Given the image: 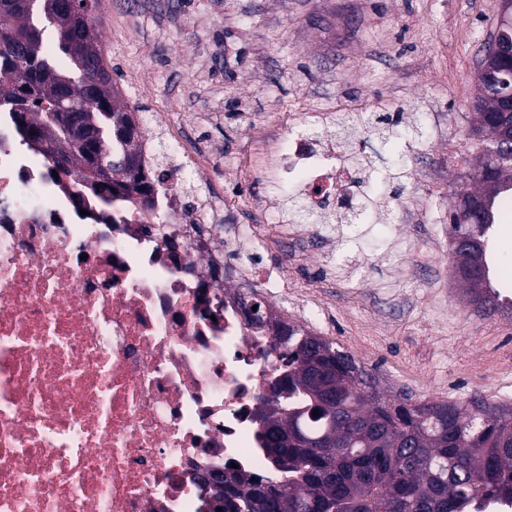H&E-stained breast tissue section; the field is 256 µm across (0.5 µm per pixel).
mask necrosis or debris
Returning a JSON list of instances; mask_svg holds the SVG:
<instances>
[{
	"instance_id": "necrosis-or-debris-1",
	"label": "necrosis or debris",
	"mask_w": 512,
	"mask_h": 512,
	"mask_svg": "<svg viewBox=\"0 0 512 512\" xmlns=\"http://www.w3.org/2000/svg\"><path fill=\"white\" fill-rule=\"evenodd\" d=\"M15 132L1 112L0 512H215L203 474H271L252 415L280 363L243 310L288 294L264 202L244 224L232 197L187 198L205 152L161 166L141 120L140 191L100 205ZM269 163L315 211L348 212L337 137L281 129Z\"/></svg>"
}]
</instances>
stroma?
<instances>
[{"label":"stroma","mask_w":512,"mask_h":512,"mask_svg":"<svg viewBox=\"0 0 512 512\" xmlns=\"http://www.w3.org/2000/svg\"><path fill=\"white\" fill-rule=\"evenodd\" d=\"M98 0L94 23L112 82L132 111L193 128L211 164L185 185L234 183L266 202L267 233L291 218L282 194L256 169L266 122L292 121L299 95L359 112L410 105L471 112L476 51L494 29L500 0ZM469 167L454 183L466 184ZM451 185V186H454ZM451 186L412 179L405 211L429 202L448 212ZM406 249L392 264L390 243ZM322 259L301 261L292 280L325 323L324 339L351 352L394 398L512 404V308L472 306L448 252H434L413 224L389 216L367 226L352 261L326 278ZM458 327L438 326L436 306Z\"/></svg>","instance_id":"stroma-1"}]
</instances>
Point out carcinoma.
<instances>
[{"label":"carcinoma","instance_id":"cac0c4a2","mask_svg":"<svg viewBox=\"0 0 512 512\" xmlns=\"http://www.w3.org/2000/svg\"><path fill=\"white\" fill-rule=\"evenodd\" d=\"M63 13L44 16L41 0H0V104L12 110L23 141L41 139L58 154L69 147L66 134L43 131L53 112H83L110 141L107 163L112 180L89 186L93 197L112 204V183L123 182L126 195L137 190L132 170L121 164L129 141L110 140L117 124H133L129 107L121 103L105 60L97 48L91 19L96 0H59ZM479 50L477 70L490 69L496 82H477L475 119L468 140L479 146L471 187L454 191L472 204L469 216L459 204L448 212L452 231V261L483 268V242L494 223L492 202L512 187V153L495 150L500 137L512 136V8ZM53 29L56 45L68 61L61 69L43 52V37ZM384 140H424L417 118L403 123L380 112L344 115L336 135L356 133ZM393 191L388 202L402 198L409 155L391 163ZM288 209L302 224H318L323 216L310 213L292 193ZM485 278L462 280L471 299L489 310L496 300L484 290ZM281 374L257 407L254 421L277 482L232 472L215 491L222 512H463L476 502L512 503V405L476 398L468 406L444 401L413 403L395 400L355 356L305 327L282 324L276 336ZM336 384V400L324 403L316 373ZM319 415H313V411Z\"/></svg>","mask_w":512,"mask_h":512}]
</instances>
